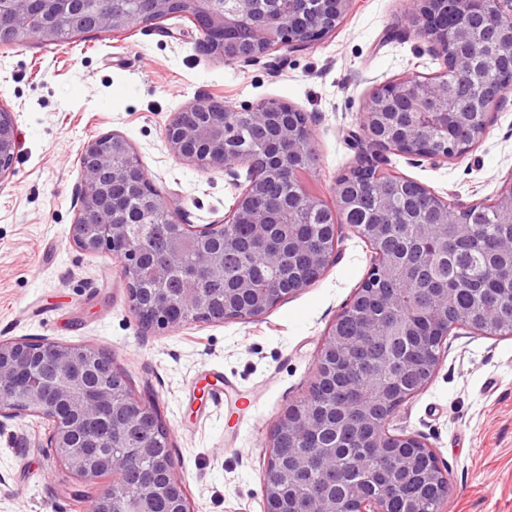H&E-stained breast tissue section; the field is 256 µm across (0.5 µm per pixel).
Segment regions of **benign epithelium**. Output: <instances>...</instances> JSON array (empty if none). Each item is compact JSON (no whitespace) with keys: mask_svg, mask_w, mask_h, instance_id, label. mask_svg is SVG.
<instances>
[{"mask_svg":"<svg viewBox=\"0 0 512 512\" xmlns=\"http://www.w3.org/2000/svg\"><path fill=\"white\" fill-rule=\"evenodd\" d=\"M9 8L0 11V36L18 43L38 40L55 42L65 29L74 33L108 34L132 28H145L157 20L185 14L195 20L197 46L206 54H221L226 61L256 60L282 47L305 46L336 30L352 0H112V9L104 11L100 0H8ZM482 0H417L416 7L405 11L402 29L395 36L414 33L429 44V51L441 60L442 70L431 77H407L387 82L376 88L365 104L357 136L362 169H377L387 154L397 151L428 158L434 162L448 159L439 148L448 142V134L461 132L453 157L462 158L483 139L492 117L509 96L511 86L487 84L473 66L476 55H487L497 65H512V30L499 32L492 42L484 41L473 25ZM453 17L451 28H442L438 18ZM454 93L478 95L481 117L458 107L439 110L434 104L447 101ZM236 114L258 138L245 150L226 134L230 114ZM166 141L174 155L202 171L221 167L224 174L238 180L237 168L248 171L260 167L265 174L280 182L281 198L288 202L303 197L300 184L294 180L288 161L301 156L299 149L313 140L312 126L306 114L282 102H259L236 109L222 99L210 98L181 108L166 127ZM17 148L14 113L0 104V183L10 175ZM83 187L77 201L79 207L71 224L73 242L85 251L106 249L119 260L128 283V307L146 327L184 326L204 319L222 322L226 319L256 320L268 311V299L279 291L278 281L265 283L266 298L245 310L214 312L209 289L205 285L224 278V253L238 249V244L224 235V224H249L252 241L266 242L273 233L270 216L251 205L260 182L249 177V184L238 197L224 220L214 224H188L173 199L153 190L145 168L128 140L118 133H106L88 141L80 155ZM336 181L333 205L322 199L308 200L310 211L332 212L347 204L345 191ZM502 221L512 223V179L502 186L495 202ZM139 211L159 218L175 232L160 254L151 257V275L155 288L143 298L133 279L143 255L129 247L134 235L143 231L141 224L131 223V214ZM415 244L434 253L448 245V202L438 200L432 223L411 219ZM364 237L373 252L379 254V241L387 226L371 223L365 228L350 225ZM327 227L314 225L305 240H295L292 247L309 253L316 266H327L335 257L336 239ZM200 247L197 264L182 266L186 238ZM370 272L387 275L411 285L415 271L398 266L392 259L380 264L375 259ZM182 280L201 284L199 288H182L173 292L168 283L174 274ZM178 303L185 319L174 324L167 314ZM430 312L443 325H448V291L437 294ZM336 327L322 337L317 352L316 368L328 369L329 354L339 355ZM107 365L114 368L112 354L92 348L60 346L55 343L33 344L22 339L0 340V417L15 418L23 412L42 416L52 422L47 447L54 462L66 468L82 483L94 486L105 477L117 479L135 474L140 480L139 492L126 500L114 502L112 484L100 487L92 496L96 512H153L156 488L151 475L145 473L141 461L150 446L138 445L120 455L112 448L124 440L123 425L153 424L165 429L153 407L121 393L117 372L114 380L85 381L90 370ZM398 366L388 353L365 359L354 366L363 374H385ZM367 402L353 397L344 405L343 414L351 416L368 435L361 448H411L417 453L432 454L421 437L395 435L381 426V420L365 412ZM322 424L320 414L311 407V395L290 403L273 427V433H286L295 444L294 468L303 490L305 512H388L387 492L368 495L363 480L350 478L342 456L325 450L310 451L309 441ZM165 477L166 489L178 501L177 512H190L182 480L176 472L173 457L158 461ZM336 482L348 485V504H343L324 487L325 473ZM440 487L435 512H443L448 499V476L441 467L430 471ZM284 479L277 459L268 455L264 472L266 512H279Z\"/></svg>","mask_w":512,"mask_h":512,"instance_id":"obj_1","label":"benign epithelium"}]
</instances>
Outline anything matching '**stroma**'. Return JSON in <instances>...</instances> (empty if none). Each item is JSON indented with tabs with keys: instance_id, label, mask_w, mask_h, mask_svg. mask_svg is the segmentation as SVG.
Listing matches in <instances>:
<instances>
[{
	"instance_id": "1",
	"label": "stroma",
	"mask_w": 512,
	"mask_h": 512,
	"mask_svg": "<svg viewBox=\"0 0 512 512\" xmlns=\"http://www.w3.org/2000/svg\"><path fill=\"white\" fill-rule=\"evenodd\" d=\"M404 8V0H353L321 42L249 63L201 53L193 24L175 17L64 44L0 46V103L13 109L18 128L13 172L0 182V339L112 353L133 393L156 406L169 430L191 512H265L269 434L309 390L321 337L366 278L371 249L344 230L338 260L262 318L144 329L128 308L119 262L70 237L81 148L122 134L188 223L211 224L240 189L222 169L203 172L174 156L165 138L171 116L205 98L284 101L312 121L319 160L305 179L331 200L336 179L359 163L351 134L374 87L442 69L424 39L392 37ZM388 160L445 198L493 203L512 178V99L463 158ZM208 370L258 397L237 436L225 431L226 407L188 396ZM388 429L419 435L433 449L448 474L444 512H512V336L453 331L433 378ZM49 430L47 420L26 414L0 426V512H85L71 474L43 447Z\"/></svg>"
}]
</instances>
